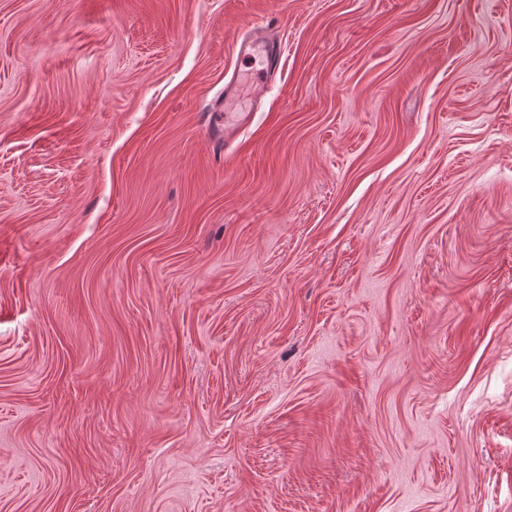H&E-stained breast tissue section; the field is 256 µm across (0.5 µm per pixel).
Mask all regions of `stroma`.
<instances>
[{
    "mask_svg": "<svg viewBox=\"0 0 512 512\" xmlns=\"http://www.w3.org/2000/svg\"><path fill=\"white\" fill-rule=\"evenodd\" d=\"M0 512H512V0H0ZM248 32L237 44L238 55L244 57L255 56V53L261 55L266 74L275 71L280 62V53L275 44L269 41L265 34V24L263 22L251 21L248 24ZM239 91V82L235 79L224 86V101L210 111V119L207 125V131L214 138L222 140L223 138V120L222 112H224V145L227 146L232 140V136L236 132L241 122L250 115L242 112H227L228 107L233 103Z\"/></svg>",
    "mask_w": 512,
    "mask_h": 512,
    "instance_id": "1",
    "label": "stroma"
}]
</instances>
